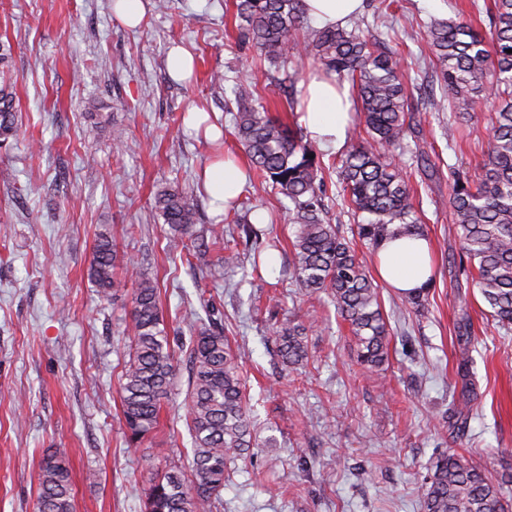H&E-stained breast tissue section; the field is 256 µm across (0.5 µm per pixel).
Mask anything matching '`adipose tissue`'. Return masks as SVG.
Returning a JSON list of instances; mask_svg holds the SVG:
<instances>
[{
	"label": "adipose tissue",
	"instance_id": "ef3b65f1",
	"mask_svg": "<svg viewBox=\"0 0 512 512\" xmlns=\"http://www.w3.org/2000/svg\"><path fill=\"white\" fill-rule=\"evenodd\" d=\"M347 89L335 77L317 74L301 86L299 121L308 137L325 148L346 144L353 126ZM203 188L216 212H224L229 201L237 199L246 184V171L237 160L217 159L204 168ZM380 278L401 295L427 288L433 275L429 240L416 234H403L384 240L377 249Z\"/></svg>",
	"mask_w": 512,
	"mask_h": 512
}]
</instances>
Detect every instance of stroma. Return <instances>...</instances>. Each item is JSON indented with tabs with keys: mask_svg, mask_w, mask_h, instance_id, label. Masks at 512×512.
Returning <instances> with one entry per match:
<instances>
[{
	"mask_svg": "<svg viewBox=\"0 0 512 512\" xmlns=\"http://www.w3.org/2000/svg\"><path fill=\"white\" fill-rule=\"evenodd\" d=\"M469 8V0H365L371 33L395 51L415 108L407 148L388 156L410 174L435 259L425 308L382 287L389 360L372 375L328 295L299 288L287 266L296 231L287 203L244 189L235 217L252 223L259 208L274 217L261 245L209 211L204 167L241 151L228 110L235 81L255 82L271 115L290 117L284 71L239 38L232 0H173L165 11L148 0L135 29L111 0H0L22 123L17 139L0 147V512H33L39 464L53 452L69 460L74 512H142L144 459L183 464L191 448L184 343L199 318L245 354L258 443L226 479L223 512H422L418 486L444 452L483 469L512 501V328L499 327L473 289L448 206L449 168L474 175L487 159L494 102L482 100L467 121L438 110L444 94L426 38L431 20ZM176 45L194 59L190 82L168 75ZM193 108L222 125L220 142L186 126ZM452 122L453 144L445 134ZM116 123L127 130L119 147ZM316 153L325 219L374 270L375 251L357 233L366 218L340 192V153ZM165 186L196 204L199 246L187 262L169 256L170 230L153 207ZM216 224L224 227L217 245ZM103 230L119 260L157 282L181 361L160 425L137 449L125 441L119 397L129 295L101 301L88 278ZM272 238L282 263L268 276L253 260ZM228 248L244 253L243 265L220 263ZM286 314L307 328L308 358L295 367L282 366L273 341ZM464 315L476 395L453 431L442 418L461 400L455 350Z\"/></svg>",
	"mask_w": 512,
	"mask_h": 512,
	"instance_id": "35a3bbf8",
	"label": "stroma"
}]
</instances>
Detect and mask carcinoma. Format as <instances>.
<instances>
[{"label":"carcinoma","mask_w":512,"mask_h":512,"mask_svg":"<svg viewBox=\"0 0 512 512\" xmlns=\"http://www.w3.org/2000/svg\"><path fill=\"white\" fill-rule=\"evenodd\" d=\"M237 30L273 65L289 54L303 55L324 70L352 81L355 117L364 122L368 145L351 146L340 155L342 195L351 210L371 216L357 227L360 238L378 246L396 233H422L409 176L385 160L384 150L400 147L413 124L400 60L383 42L368 37L366 20L348 26L315 27L307 21L304 0H235ZM489 34L464 18L435 20L427 31L440 81L449 91L451 111L469 116L488 93L497 103L490 121L488 157L477 176L450 171L449 204L462 248L475 271L472 285L497 323L512 326V0H493ZM235 136L257 176L254 188H268L293 205L297 225L292 264L301 287L326 291L347 321L359 363L370 372L388 361L389 336L378 285L363 261L321 217L324 209L322 167L314 148L293 123L270 116L248 81L234 86ZM13 78L0 77V145L18 132ZM155 209L172 232V242L190 236L196 220L188 194L164 187ZM117 254L111 236L100 233L88 276L103 301L112 300L121 282L114 275ZM130 320L123 328L127 353L120 376V401L126 443L139 446L160 424L176 375L175 353L165 324L156 282L132 261ZM306 327L284 317L274 330L279 357L287 366L307 359ZM190 376L185 397L186 426L192 438L188 467L173 465L153 476L143 512H220L230 463L254 447L247 410L241 353L224 331L206 326L191 339ZM423 512H509L503 487L477 466L453 453L432 462L419 486ZM35 512H73L71 470L65 455L43 458L38 473Z\"/></svg>","instance_id":"obj_1"}]
</instances>
